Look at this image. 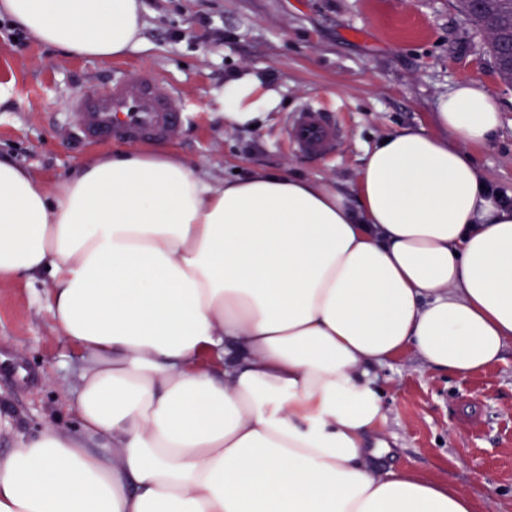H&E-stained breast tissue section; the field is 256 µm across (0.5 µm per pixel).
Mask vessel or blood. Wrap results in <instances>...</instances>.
Masks as SVG:
<instances>
[{"instance_id":"1","label":"vessel or blood","mask_w":512,"mask_h":512,"mask_svg":"<svg viewBox=\"0 0 512 512\" xmlns=\"http://www.w3.org/2000/svg\"><path fill=\"white\" fill-rule=\"evenodd\" d=\"M65 109L76 118L75 137L86 143L168 141L185 120L179 91L152 78L102 81L69 98ZM287 135L299 151L329 153L343 130L335 109L309 103L294 113Z\"/></svg>"}]
</instances>
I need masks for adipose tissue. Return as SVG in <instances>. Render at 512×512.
Listing matches in <instances>:
<instances>
[{
    "instance_id": "ef3b65f1",
    "label": "adipose tissue",
    "mask_w": 512,
    "mask_h": 512,
    "mask_svg": "<svg viewBox=\"0 0 512 512\" xmlns=\"http://www.w3.org/2000/svg\"><path fill=\"white\" fill-rule=\"evenodd\" d=\"M67 56L138 50L143 0H0ZM225 125L279 103L262 74L211 91ZM502 106L465 81L438 133L366 153L357 189L280 170L220 180L163 144L44 183L0 157V276H48L84 362L76 429L0 415V512H476L451 483L380 472L376 366L466 376L512 344V199L472 161Z\"/></svg>"
}]
</instances>
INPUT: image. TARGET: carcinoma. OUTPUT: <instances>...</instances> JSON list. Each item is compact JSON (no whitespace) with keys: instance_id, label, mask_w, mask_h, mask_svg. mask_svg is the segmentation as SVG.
<instances>
[{"instance_id":"obj_1","label":"carcinoma","mask_w":512,"mask_h":512,"mask_svg":"<svg viewBox=\"0 0 512 512\" xmlns=\"http://www.w3.org/2000/svg\"><path fill=\"white\" fill-rule=\"evenodd\" d=\"M458 2L467 20L487 36L489 52L500 77L512 84V71H508L501 58L504 43L512 39V0H487L482 8L472 0Z\"/></svg>"}]
</instances>
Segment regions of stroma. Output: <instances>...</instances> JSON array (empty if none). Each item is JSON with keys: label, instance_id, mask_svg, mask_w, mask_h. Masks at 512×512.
Instances as JSON below:
<instances>
[{"label": "stroma", "instance_id": "stroma-1", "mask_svg": "<svg viewBox=\"0 0 512 512\" xmlns=\"http://www.w3.org/2000/svg\"><path fill=\"white\" fill-rule=\"evenodd\" d=\"M144 44L121 59L66 57L36 41L0 40V83L13 89L0 109V155L38 178L65 173L92 145L73 135L63 112L73 95L107 77L174 83L189 113L169 146L192 169L219 179L255 168L280 169L354 191L363 158L404 127L435 132L438 98L461 82L490 87L503 104L489 142L471 146L477 167L512 191V87L456 0H144ZM224 30L216 40L199 18ZM259 69L282 102L264 127L241 132L206 107L213 85ZM311 100L337 106L344 137L330 156L287 143L289 117ZM45 275L0 278V411L20 432L72 428L81 353L45 304ZM386 398L383 469L411 471L469 493L479 512H512V348L465 377L427 368L413 353L378 367Z\"/></svg>", "mask_w": 512, "mask_h": 512}]
</instances>
